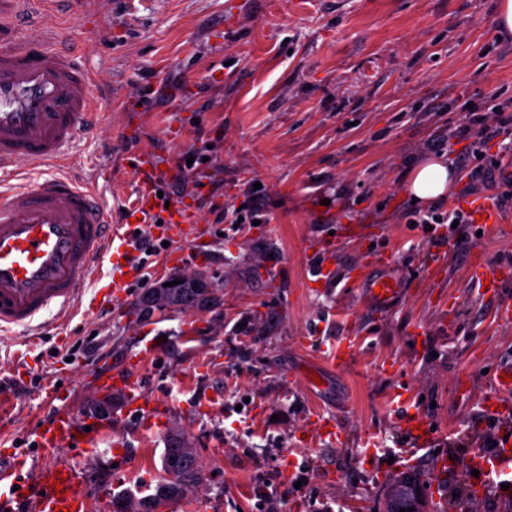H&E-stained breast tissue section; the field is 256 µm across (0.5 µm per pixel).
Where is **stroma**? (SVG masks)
<instances>
[{"label":"stroma","mask_w":512,"mask_h":512,"mask_svg":"<svg viewBox=\"0 0 512 512\" xmlns=\"http://www.w3.org/2000/svg\"><path fill=\"white\" fill-rule=\"evenodd\" d=\"M498 0H46L59 45L84 46L100 124L69 148L59 171L87 183L107 210L135 197L136 150L167 169L164 198L188 203L199 231L158 246L146 270L159 281L207 276L212 303L142 317L147 291L86 316L64 334H0V453L16 447L34 468L70 460L90 512L113 495H147L162 474L170 430L196 448L206 479L159 512H384L379 489L407 442L395 395L436 432L413 456L436 474L449 447L487 440L493 373L512 367V280L482 294L476 264L512 259L505 179L484 186L471 169L512 170L502 137L467 134L469 105L490 93L512 118V37L496 27ZM194 153L193 169L182 166ZM442 158L455 184L440 211L494 205L497 226L434 230L413 224L412 163ZM238 210L242 229L218 223ZM468 239L455 253L457 238ZM325 254L332 281L310 270ZM393 276L402 294L369 304L358 278ZM157 359L135 363L142 337ZM357 337L345 368L324 351ZM132 368L168 401L144 420L112 399L110 440L87 452L37 445L56 411L87 415L96 376ZM335 424L337 439L321 436ZM447 512H512V499L467 494V479L436 474Z\"/></svg>","instance_id":"35a3bbf8"}]
</instances>
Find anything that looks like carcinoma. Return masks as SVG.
Segmentation results:
<instances>
[{
    "label": "carcinoma",
    "mask_w": 512,
    "mask_h": 512,
    "mask_svg": "<svg viewBox=\"0 0 512 512\" xmlns=\"http://www.w3.org/2000/svg\"><path fill=\"white\" fill-rule=\"evenodd\" d=\"M201 305L200 285L197 277H187L181 286L173 289L172 294L157 301L154 292H148L140 303V312L144 316H150L154 311L167 307L196 308ZM178 470V481L173 482L167 477H161L155 488V504L181 498L188 488L202 484L204 477L199 462V457L194 448L181 433H175L167 440L162 457V470L168 472V466ZM113 512H141L144 507L142 499L129 497L112 498Z\"/></svg>",
    "instance_id": "carcinoma-1"
}]
</instances>
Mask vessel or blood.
<instances>
[{
    "mask_svg": "<svg viewBox=\"0 0 512 512\" xmlns=\"http://www.w3.org/2000/svg\"><path fill=\"white\" fill-rule=\"evenodd\" d=\"M44 0H0V331L13 330L36 341L54 324L71 321L74 307L92 284L106 280L113 300H120L129 280L143 273L136 247L137 233L149 230L156 238L189 235L194 214L170 204L165 223H155L156 181L160 169L155 155L137 152L140 174L136 199L126 208L123 222L109 219L99 198L66 176L16 183L19 164L33 167L61 162L68 146L89 130L96 115L91 93L92 73L82 62L81 49L61 51L41 28L17 23L19 11L38 13ZM384 278L369 281L367 296L383 307L402 292ZM496 392L489 410L503 422L495 453L471 448L442 455L441 471L464 467L478 470L470 486L473 499L485 496L484 477L512 469V381L495 378ZM100 394H123L130 410L156 418L160 400L149 395L138 376L103 371L97 378ZM103 433L99 424L74 414H58L38 435L41 446L81 451ZM26 455L0 464V512H13L10 495L26 493V512H87L89 500L72 467L64 462L42 467L36 479ZM64 475L63 493L51 482Z\"/></svg>",
    "mask_w": 512,
    "mask_h": 512,
    "instance_id": "obj_1",
    "label": "vessel or blood"
}]
</instances>
